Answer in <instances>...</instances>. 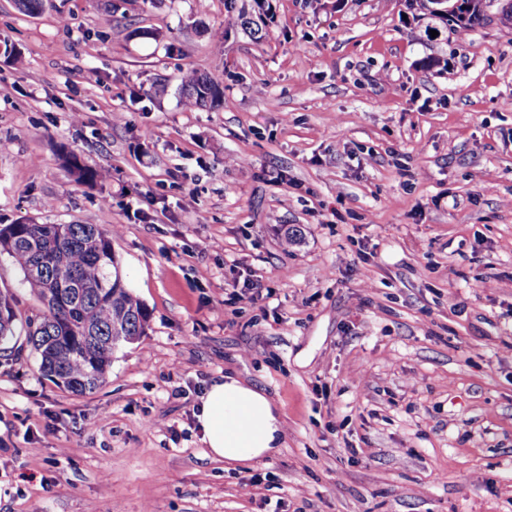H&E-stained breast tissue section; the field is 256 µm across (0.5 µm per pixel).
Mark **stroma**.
<instances>
[{"mask_svg":"<svg viewBox=\"0 0 512 512\" xmlns=\"http://www.w3.org/2000/svg\"><path fill=\"white\" fill-rule=\"evenodd\" d=\"M1 44L0 224L113 229L150 318L85 395L17 334L0 512H512L496 7L463 28L407 0H0ZM190 70L222 107L182 105ZM63 147L106 181L75 183ZM227 374L280 412L273 457L206 448Z\"/></svg>","mask_w":512,"mask_h":512,"instance_id":"35a3bbf8","label":"stroma"}]
</instances>
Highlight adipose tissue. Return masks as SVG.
<instances>
[{"label":"adipose tissue","instance_id":"1","mask_svg":"<svg viewBox=\"0 0 512 512\" xmlns=\"http://www.w3.org/2000/svg\"><path fill=\"white\" fill-rule=\"evenodd\" d=\"M197 420L204 444L217 459H266L284 443L283 422L265 392L231 375L210 383L201 397Z\"/></svg>","mask_w":512,"mask_h":512}]
</instances>
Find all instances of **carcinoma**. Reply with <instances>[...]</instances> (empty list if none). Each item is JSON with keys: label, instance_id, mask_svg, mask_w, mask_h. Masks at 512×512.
<instances>
[{"label": "carcinoma", "instance_id": "carcinoma-1", "mask_svg": "<svg viewBox=\"0 0 512 512\" xmlns=\"http://www.w3.org/2000/svg\"><path fill=\"white\" fill-rule=\"evenodd\" d=\"M435 3L448 4L446 21L469 25L482 20L487 7V0ZM223 96L216 78L196 71L180 86V97L190 109H217ZM62 160L78 183L104 178L71 151ZM2 254L23 273V284L44 307L37 318L25 320L39 373L75 395L94 392L106 381L115 355L146 335L149 320L112 250V233L97 224H1ZM0 309L9 312L0 320V350H5L19 322L8 290H0Z\"/></svg>", "mask_w": 512, "mask_h": 512}]
</instances>
